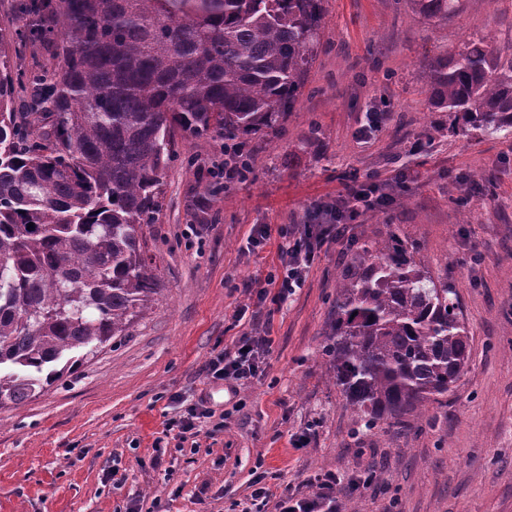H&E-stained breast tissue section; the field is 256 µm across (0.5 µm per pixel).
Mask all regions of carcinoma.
<instances>
[{"instance_id":"obj_1","label":"carcinoma","mask_w":512,"mask_h":512,"mask_svg":"<svg viewBox=\"0 0 512 512\" xmlns=\"http://www.w3.org/2000/svg\"><path fill=\"white\" fill-rule=\"evenodd\" d=\"M446 20L457 0H409ZM321 0H31L0 27V403L20 404L126 328L158 294L143 225L160 209L175 132L272 131L305 84ZM56 63L23 74L17 38ZM431 105L512 131V58L472 40L430 65ZM323 354L366 430L442 402L470 361L448 278L398 234L358 247ZM65 364L49 372L45 368Z\"/></svg>"}]
</instances>
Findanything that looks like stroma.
Wrapping results in <instances>:
<instances>
[{"instance_id":"1","label":"stroma","mask_w":512,"mask_h":512,"mask_svg":"<svg viewBox=\"0 0 512 512\" xmlns=\"http://www.w3.org/2000/svg\"><path fill=\"white\" fill-rule=\"evenodd\" d=\"M321 9L293 111L242 138L243 178L210 173L222 135L175 136L159 218L144 227L159 286L150 309L65 380L0 404V512H242L256 470L298 495L335 473L360 512H512V135L435 111L424 85L431 62L472 38L512 57V0H459L445 21L408 0ZM352 184L393 203L325 243L294 295L255 305L247 284L280 275V246ZM258 224L269 233L255 244ZM391 229L456 288L471 361L446 404L359 434L322 346L352 246ZM246 333L270 349L263 376L234 394L208 363ZM176 394L224 413L223 431L206 423L158 448ZM302 434L308 446L294 448Z\"/></svg>"}]
</instances>
